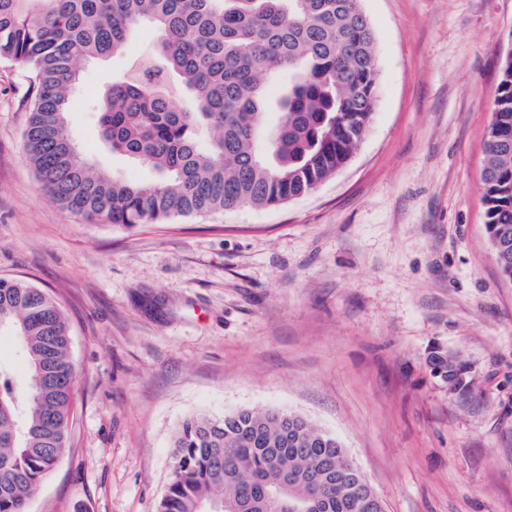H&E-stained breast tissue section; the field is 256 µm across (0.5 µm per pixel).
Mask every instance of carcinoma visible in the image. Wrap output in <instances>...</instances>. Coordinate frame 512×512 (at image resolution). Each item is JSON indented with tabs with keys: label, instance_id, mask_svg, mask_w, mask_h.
<instances>
[{
	"label": "carcinoma",
	"instance_id": "1",
	"mask_svg": "<svg viewBox=\"0 0 512 512\" xmlns=\"http://www.w3.org/2000/svg\"><path fill=\"white\" fill-rule=\"evenodd\" d=\"M360 0H0V60L29 74L23 149L41 189L88 224L133 227L230 210L269 208L334 176L365 137L378 89L374 33ZM152 55L112 80L99 101L102 143L156 174L114 179L78 150L67 114L79 67L120 52L138 26ZM288 70L279 124L264 129L269 80ZM190 101L178 109L175 97ZM493 113L512 137V54ZM489 239L512 231V145L485 143ZM20 342L28 374L0 364V512H27L67 445L76 369L58 302L23 279H0V333ZM466 387V366L448 375ZM156 512H384L360 498L339 441L286 411L192 417Z\"/></svg>",
	"mask_w": 512,
	"mask_h": 512
}]
</instances>
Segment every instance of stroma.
<instances>
[{"mask_svg":"<svg viewBox=\"0 0 512 512\" xmlns=\"http://www.w3.org/2000/svg\"><path fill=\"white\" fill-rule=\"evenodd\" d=\"M380 72L370 128L314 192L132 229L87 224L22 145L29 80L0 60V278L53 296L77 371L66 452L27 512H156L193 415L289 410L333 434L384 512H512V281L485 229L483 149L512 0H362ZM148 28L80 67L89 162L154 173L97 136ZM469 386L434 377V350Z\"/></svg>","mask_w":512,"mask_h":512,"instance_id":"stroma-1","label":"stroma"}]
</instances>
